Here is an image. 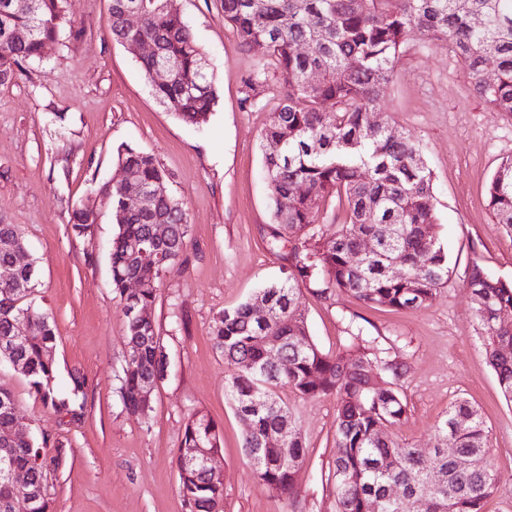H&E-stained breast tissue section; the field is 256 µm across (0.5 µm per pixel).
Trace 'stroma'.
<instances>
[{
  "instance_id": "stroma-1",
  "label": "stroma",
  "mask_w": 512,
  "mask_h": 512,
  "mask_svg": "<svg viewBox=\"0 0 512 512\" xmlns=\"http://www.w3.org/2000/svg\"><path fill=\"white\" fill-rule=\"evenodd\" d=\"M179 3L219 88L203 125L184 123L155 99L137 55L108 32L109 0H70L67 16L83 27L81 40L0 85V221L25 230L37 259L35 296L54 320L56 382L65 391L72 375L83 377L84 414L77 421L56 415L4 365L0 384L13 392L35 441L64 445L49 478L50 512H186L175 460L187 419L198 411L220 429L222 512H336L329 480L335 396L281 391L307 448L297 499L275 496L241 447L245 426L226 393L228 367L211 341L217 312L286 276L287 249L270 246L273 207L260 149L279 80L270 69L249 90L263 52L241 48L224 25L222 0ZM377 111L423 149L433 171L436 237L452 275L430 305L411 311L303 289L309 332L333 354L349 325H357L406 365L407 414L392 431L399 442L431 452L451 404L479 406L498 484L485 512H512V403L487 362L463 285L475 264L512 281V236L493 224L486 200L500 158L512 155V121L489 111L459 59L414 28L405 33ZM125 145L152 153L169 173L166 189L184 202L189 225L181 263L164 277L152 311L168 369L146 418L128 413L120 397L125 319L107 249L116 226L105 210L87 235L71 228L73 210L92 200L97 186L119 179L117 151Z\"/></svg>"
}]
</instances>
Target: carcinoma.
Wrapping results in <instances>:
<instances>
[{
    "instance_id": "1",
    "label": "carcinoma",
    "mask_w": 512,
    "mask_h": 512,
    "mask_svg": "<svg viewBox=\"0 0 512 512\" xmlns=\"http://www.w3.org/2000/svg\"><path fill=\"white\" fill-rule=\"evenodd\" d=\"M61 0H0V84L28 62L47 58L45 47L77 42L82 29L67 24ZM134 8L140 25L126 26ZM224 24L249 51L261 42L268 49L282 89L260 137L266 178L274 202L273 242L295 240L285 279L259 291L270 317L253 300L218 312L213 347L231 368L227 379L235 413L252 422L242 448L258 480L278 496H298L306 442L294 413L280 398L288 388L308 397L334 394L337 400L330 468L336 512H483L497 490L489 463L490 436L479 411L467 402L452 406L436 428L430 458L395 440L392 429L404 418L399 391L404 365L384 355L361 329L349 331L356 361L329 355L309 336L301 286L325 295L340 290L367 306L415 310L430 304L448 284V256L434 235L433 174L421 146L389 122L377 126L371 109L393 75L405 30L417 27L448 47L472 72V90L488 109L512 119V0H223ZM481 18L477 27L475 18ZM107 26L114 41L148 40L156 53L140 59L144 75L159 64L166 82L152 86L154 96L183 122H207L217 100L215 81L178 0H110ZM357 66H352V63ZM494 64L493 83L484 70ZM316 72L319 80L308 83ZM281 144L277 153L269 145ZM119 166L143 188L156 190L168 175L155 156L130 146L117 153ZM117 231L110 242L112 288L123 304L126 342L132 345L123 369L120 395L126 410L146 417L152 409L140 399L144 383L165 370L163 337L152 317L163 277L180 263L187 247L183 203L155 194L147 207L131 209L121 185L99 186ZM493 223L512 234V156L503 158L488 186ZM346 205V219L329 237L315 224L327 199ZM169 225L162 252L145 247L150 225ZM96 223L84 208L72 214L79 235ZM365 238L375 251L361 265L350 255ZM28 249L19 224L0 223V362L28 379L31 390L56 414L78 419L84 413L81 376L72 377L73 396L54 389L56 334L49 313L35 304L31 290L37 260L16 262ZM137 279V294L127 283ZM475 304L488 364L504 399L512 403V282L473 264L465 276ZM26 313L38 325L30 336H14V323ZM274 342L283 362L267 355ZM12 391L0 385V469L27 470L30 484L18 489L0 477V512H49L48 496L36 497L49 471L59 465L62 443L47 437L38 445L15 424ZM293 433L277 440L282 425ZM197 448L221 450L217 423L202 412L186 424L176 458L179 493L190 512H219L223 481L202 465L185 464ZM432 468L440 482L428 484Z\"/></svg>"
}]
</instances>
